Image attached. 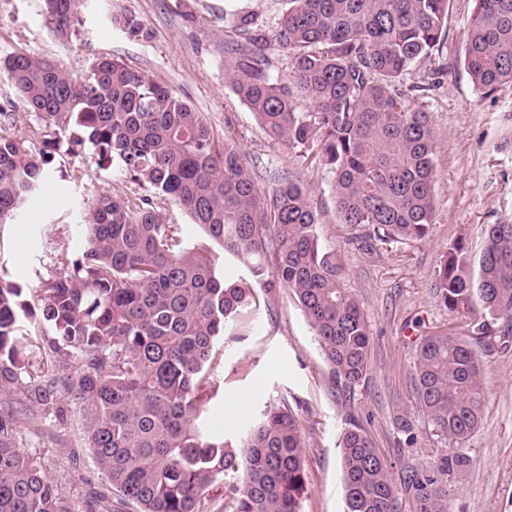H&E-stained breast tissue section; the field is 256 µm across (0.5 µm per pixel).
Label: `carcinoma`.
I'll list each match as a JSON object with an SVG mask.
<instances>
[{"label":"carcinoma","instance_id":"cac0c4a2","mask_svg":"<svg viewBox=\"0 0 512 512\" xmlns=\"http://www.w3.org/2000/svg\"><path fill=\"white\" fill-rule=\"evenodd\" d=\"M463 66L490 93L512 82V0H474ZM269 31L237 15L243 41L227 77L274 141L332 174L339 223L357 242L423 241L433 229L435 132L428 113L395 91L409 68L432 57L447 30L448 0H287ZM79 0H43L46 23L71 34ZM276 45L293 62L291 82L268 73ZM0 74L33 114L42 147L0 110V224L39 198L62 142L90 146L147 194L109 191L89 203L84 245L58 249L60 273L34 300L0 281V512H93L64 495L27 449L35 432L82 416L83 443L112 489L113 512H219L214 488L234 479L232 512H303L307 490L302 424L288 405L232 441L202 419L216 392L213 356L260 295L291 292L323 351L333 383L358 386L370 369L369 323L343 286L336 248L319 233L309 193L285 172L259 187L239 144L215 136L203 113L151 75L109 53L80 78L22 49L0 53ZM309 102L301 112L296 99ZM181 206L204 240L189 245L153 197ZM242 262L234 279L209 243ZM437 288L449 311L474 302L512 335V223L487 225L478 259L456 241L440 260ZM413 390L432 435L448 444L432 470L395 482L364 429L342 438L346 512H454L448 477L470 464L465 443L484 414L480 365L462 336L425 337Z\"/></svg>","mask_w":512,"mask_h":512}]
</instances>
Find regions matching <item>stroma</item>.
Instances as JSON below:
<instances>
[{"label": "stroma", "instance_id": "35a3bbf8", "mask_svg": "<svg viewBox=\"0 0 512 512\" xmlns=\"http://www.w3.org/2000/svg\"><path fill=\"white\" fill-rule=\"evenodd\" d=\"M42 5L0 0V49L19 47L53 58L76 77L85 74L93 54L111 53L169 86L205 115L216 134L231 130L257 183H264L267 169L280 168L308 185L320 234L335 246L343 285L370 325L371 370L347 392L332 386L314 332L288 291L240 316L218 345L217 392L207 405L226 438L238 439L266 405L287 403L303 425V512H344L341 442L350 421L362 424L392 474L428 467L446 453L445 443L431 437L410 388L415 347L423 337L469 333L465 319L444 306L435 270L456 240L479 256L487 225L512 220V83L482 93L459 63L472 0H450L435 60L416 63L401 87L407 104L427 112L435 131L433 230L422 242L369 247L350 242L340 224L329 174L271 140L226 80L233 66L227 49L240 39L233 12L255 13L271 29L286 0H83L74 33L64 42L54 37ZM124 13L140 21L144 35L113 24V16ZM438 64L446 75H434ZM105 190L129 197L141 192L118 169L100 168L92 149L59 153L43 198L15 223L0 225V279L35 288L54 277L59 243L80 247L83 204ZM499 327L491 322L486 343L477 347L485 413L467 443L469 466L449 481L455 512H512V341H499ZM401 415L417 437L410 448L399 444ZM73 440L69 424L24 436L62 491L82 504L107 493L109 484L89 449L74 447Z\"/></svg>", "mask_w": 512, "mask_h": 512}]
</instances>
